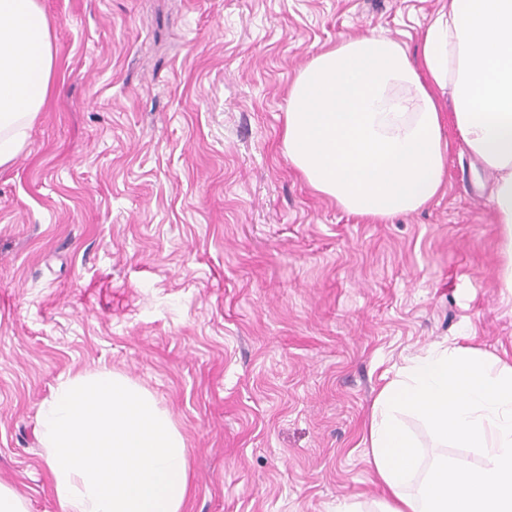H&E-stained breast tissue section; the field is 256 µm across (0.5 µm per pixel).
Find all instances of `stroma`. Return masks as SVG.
Wrapping results in <instances>:
<instances>
[{
    "mask_svg": "<svg viewBox=\"0 0 512 512\" xmlns=\"http://www.w3.org/2000/svg\"><path fill=\"white\" fill-rule=\"evenodd\" d=\"M448 0H41L50 97L0 169V483L62 512L37 411L106 368L190 454L184 512H379L361 438L435 343L512 362L488 175L448 131V184L386 222L317 194L282 148L313 55L385 32L420 52ZM422 466L482 467L401 415Z\"/></svg>",
    "mask_w": 512,
    "mask_h": 512,
    "instance_id": "obj_1",
    "label": "stroma"
}]
</instances>
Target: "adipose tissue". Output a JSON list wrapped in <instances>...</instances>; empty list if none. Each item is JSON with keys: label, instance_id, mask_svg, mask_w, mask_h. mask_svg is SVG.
I'll list each match as a JSON object with an SVG mask.
<instances>
[{"label": "adipose tissue", "instance_id": "1", "mask_svg": "<svg viewBox=\"0 0 512 512\" xmlns=\"http://www.w3.org/2000/svg\"><path fill=\"white\" fill-rule=\"evenodd\" d=\"M55 58L39 0H0V167L26 148ZM448 121L492 176L499 278L512 288V0H448L415 59L384 33L320 51L289 88L282 145L316 192L385 221L443 191ZM403 410L441 442L479 451L483 468L442 463L408 493L420 454L397 418ZM38 437L63 512H183L185 440L127 376L99 370L59 382L39 408ZM367 441L386 492L381 512H512V364L430 346L380 391Z\"/></svg>", "mask_w": 512, "mask_h": 512}]
</instances>
